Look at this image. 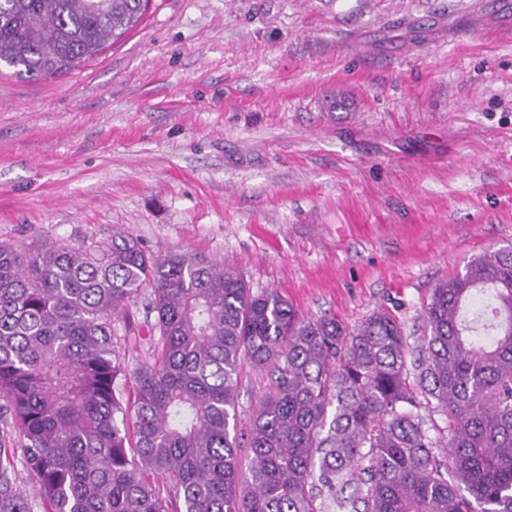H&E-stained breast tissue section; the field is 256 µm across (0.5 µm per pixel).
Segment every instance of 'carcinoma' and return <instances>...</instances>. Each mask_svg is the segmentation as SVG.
Wrapping results in <instances>:
<instances>
[{
  "label": "carcinoma",
  "instance_id": "1",
  "mask_svg": "<svg viewBox=\"0 0 512 512\" xmlns=\"http://www.w3.org/2000/svg\"><path fill=\"white\" fill-rule=\"evenodd\" d=\"M149 2L0 0V65L70 71ZM147 289L153 336L131 365L113 322ZM422 323L412 345L386 309L305 318L213 258L118 231L0 244V512H512V245L437 283ZM246 365L265 384L240 429Z\"/></svg>",
  "mask_w": 512,
  "mask_h": 512
}]
</instances>
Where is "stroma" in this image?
I'll return each mask as SVG.
<instances>
[{
	"label": "stroma",
	"mask_w": 512,
	"mask_h": 512,
	"mask_svg": "<svg viewBox=\"0 0 512 512\" xmlns=\"http://www.w3.org/2000/svg\"><path fill=\"white\" fill-rule=\"evenodd\" d=\"M116 229L418 339L512 244V0H150L70 72L0 69V243ZM114 328L144 354L143 302Z\"/></svg>",
	"instance_id": "1"
}]
</instances>
